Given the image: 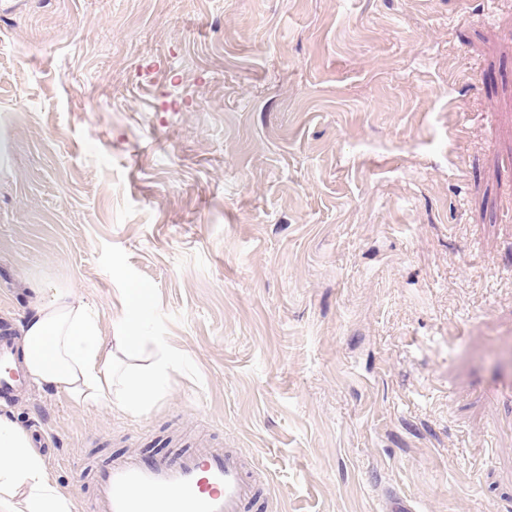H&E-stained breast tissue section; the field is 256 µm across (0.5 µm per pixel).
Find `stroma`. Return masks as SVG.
I'll return each mask as SVG.
<instances>
[{
    "label": "stroma",
    "instance_id": "1",
    "mask_svg": "<svg viewBox=\"0 0 512 512\" xmlns=\"http://www.w3.org/2000/svg\"><path fill=\"white\" fill-rule=\"evenodd\" d=\"M0 146V326L144 284L173 365L15 406L76 512L200 437L252 512H512V0H0Z\"/></svg>",
    "mask_w": 512,
    "mask_h": 512
}]
</instances>
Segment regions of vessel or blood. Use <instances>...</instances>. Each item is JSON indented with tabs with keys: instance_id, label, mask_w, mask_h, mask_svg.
Instances as JSON below:
<instances>
[{
	"instance_id": "b4317fda",
	"label": "vessel or blood",
	"mask_w": 512,
	"mask_h": 512,
	"mask_svg": "<svg viewBox=\"0 0 512 512\" xmlns=\"http://www.w3.org/2000/svg\"><path fill=\"white\" fill-rule=\"evenodd\" d=\"M27 383L12 337L0 336V405ZM260 483L248 457L236 448L204 441L158 460L130 452L98 471L93 512H250ZM147 491L157 493L154 505H147Z\"/></svg>"
}]
</instances>
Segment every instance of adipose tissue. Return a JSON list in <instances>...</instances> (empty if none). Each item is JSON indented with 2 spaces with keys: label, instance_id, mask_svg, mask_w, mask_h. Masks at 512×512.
I'll return each instance as SVG.
<instances>
[{
  "label": "adipose tissue",
  "instance_id": "1",
  "mask_svg": "<svg viewBox=\"0 0 512 512\" xmlns=\"http://www.w3.org/2000/svg\"><path fill=\"white\" fill-rule=\"evenodd\" d=\"M31 313L20 325L19 351L38 384L64 391L72 399L140 415L169 378L165 350L139 364L147 342L143 314L153 290L135 284L125 289L122 312L111 338H104L94 310L66 288L29 280ZM0 512H76L45 460L36 453L27 429L0 414Z\"/></svg>",
  "mask_w": 512,
  "mask_h": 512
}]
</instances>
